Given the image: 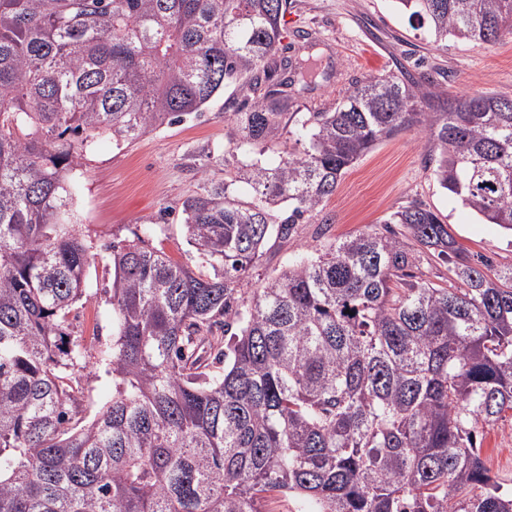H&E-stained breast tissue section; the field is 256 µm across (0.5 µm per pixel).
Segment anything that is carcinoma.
I'll return each mask as SVG.
<instances>
[{
	"label": "carcinoma",
	"instance_id": "obj_1",
	"mask_svg": "<svg viewBox=\"0 0 512 512\" xmlns=\"http://www.w3.org/2000/svg\"><path fill=\"white\" fill-rule=\"evenodd\" d=\"M436 42L512 34V0H393ZM288 0H0V512H512L477 437L512 412V266L476 263L411 202L260 288L271 233L318 214L349 167L417 128L439 187L512 234V96L443 98L369 77L311 112L274 168L251 161L182 204L200 269L137 235L112 266V400L89 421L66 371L92 242L77 159L256 90ZM289 98L232 117L280 141ZM240 183L252 190L243 201ZM288 211L274 220V209ZM448 260L446 285L412 269Z\"/></svg>",
	"mask_w": 512,
	"mask_h": 512
}]
</instances>
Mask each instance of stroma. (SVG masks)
<instances>
[{
	"mask_svg": "<svg viewBox=\"0 0 512 512\" xmlns=\"http://www.w3.org/2000/svg\"><path fill=\"white\" fill-rule=\"evenodd\" d=\"M281 59L317 68L314 83L270 89L288 94L299 123L309 113L335 109L345 92L369 77L405 73L423 78L429 90L450 96L473 93L512 95V35L482 44L434 42L426 25L396 9L392 0H288L280 18ZM251 93L247 85L225 87L198 115L164 125L130 146L101 138L82 159L72 209L82 233L94 246L143 235L156 225L153 245L175 260L196 266L199 259L187 242L182 203L198 192L204 176L223 177L246 160L237 150L241 131L232 115ZM433 142L420 130L402 132L381 142L351 166L324 205L322 215L296 225L288 241L270 239L262 261L251 269L248 285L260 287L299 254H312L329 242L380 224L399 207L418 201L447 216L451 233L470 256L490 257L494 266L512 265V237L461 206L435 182L429 165ZM112 269L96 258L88 270V296L69 315L70 332L86 348L85 361L69 372L84 395L87 417L112 398V374L100 361L112 344ZM482 458L503 489L512 490V412L486 428Z\"/></svg>",
	"mask_w": 512,
	"mask_h": 512,
	"instance_id": "obj_1",
	"label": "stroma"
}]
</instances>
